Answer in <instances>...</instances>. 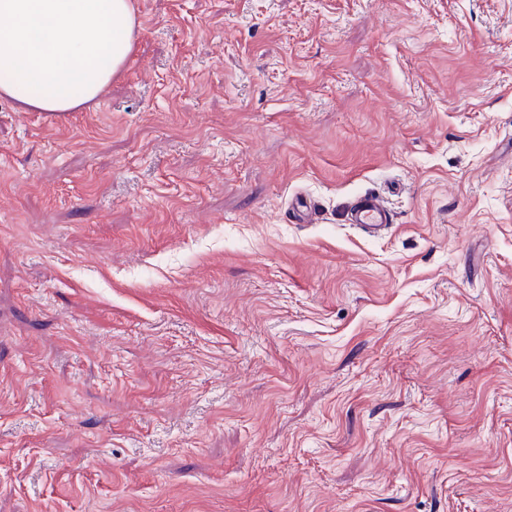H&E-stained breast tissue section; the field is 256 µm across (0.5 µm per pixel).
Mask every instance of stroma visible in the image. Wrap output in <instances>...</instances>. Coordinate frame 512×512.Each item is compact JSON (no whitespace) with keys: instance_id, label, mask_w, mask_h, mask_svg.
Here are the masks:
<instances>
[{"instance_id":"obj_1","label":"stroma","mask_w":512,"mask_h":512,"mask_svg":"<svg viewBox=\"0 0 512 512\" xmlns=\"http://www.w3.org/2000/svg\"><path fill=\"white\" fill-rule=\"evenodd\" d=\"M132 2L0 99V512H512V0ZM349 222L365 230H378L393 223V214L382 196L367 193L353 204Z\"/></svg>"}]
</instances>
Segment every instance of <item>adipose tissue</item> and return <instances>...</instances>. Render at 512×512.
Listing matches in <instances>:
<instances>
[{"mask_svg": "<svg viewBox=\"0 0 512 512\" xmlns=\"http://www.w3.org/2000/svg\"><path fill=\"white\" fill-rule=\"evenodd\" d=\"M132 0H0V97L24 112L95 101L134 42Z\"/></svg>", "mask_w": 512, "mask_h": 512, "instance_id": "adipose-tissue-1", "label": "adipose tissue"}]
</instances>
